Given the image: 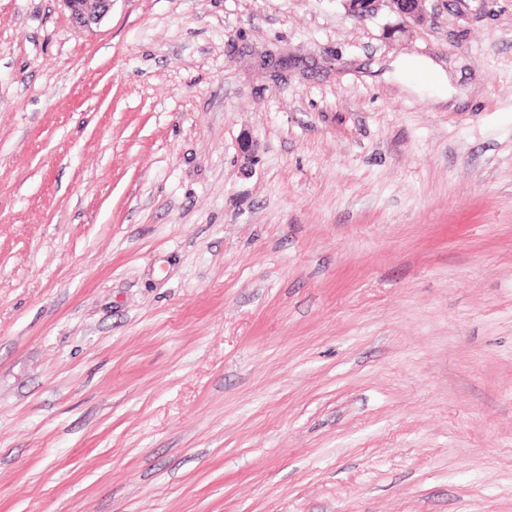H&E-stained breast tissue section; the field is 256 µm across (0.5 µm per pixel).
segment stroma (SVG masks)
Instances as JSON below:
<instances>
[{"mask_svg": "<svg viewBox=\"0 0 512 512\" xmlns=\"http://www.w3.org/2000/svg\"><path fill=\"white\" fill-rule=\"evenodd\" d=\"M0 512H512V0H0ZM76 23L99 21L111 9L112 0H62ZM428 0H349V12L357 18L371 16L381 3H385L390 10L404 21L417 20L425 12V3ZM409 77L420 87L428 88L438 83L439 76L432 63L415 62L407 65Z\"/></svg>", "mask_w": 512, "mask_h": 512, "instance_id": "obj_1", "label": "stroma"}]
</instances>
